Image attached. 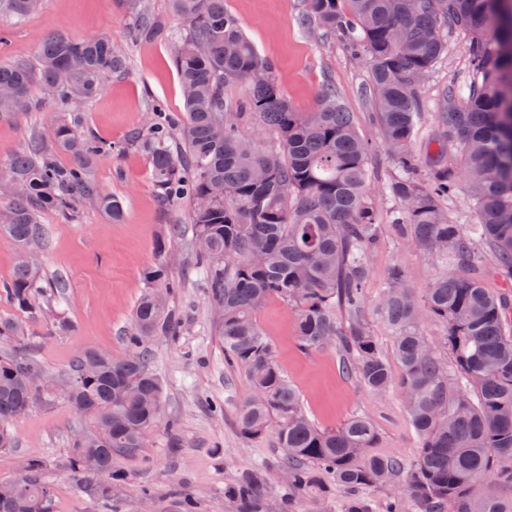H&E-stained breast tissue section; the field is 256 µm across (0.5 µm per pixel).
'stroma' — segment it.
Returning a JSON list of instances; mask_svg holds the SVG:
<instances>
[{"mask_svg": "<svg viewBox=\"0 0 512 512\" xmlns=\"http://www.w3.org/2000/svg\"><path fill=\"white\" fill-rule=\"evenodd\" d=\"M261 57L269 59L288 102L300 112L311 111L326 86H334L351 112L360 134L372 146L371 200L381 227V242L368 258L364 315L379 348L394 356V332L379 312L382 290L393 268H401L416 300L439 268L432 257L397 237L393 224L402 207L382 183L395 177L398 166L381 143L374 109L362 89L370 79L368 61L340 35L301 27L303 0H224ZM133 14L120 0H43L38 12L16 20L0 14V65L35 64L39 38L57 30L80 40L108 36L127 58L125 74L108 80L104 90L86 102L79 115L85 134L110 142V154L100 157L90 173L103 191L119 199L123 216L76 207L65 215L43 210L46 229L39 248L40 284L52 312H23L0 295V317L18 321L27 354L57 384H65L77 356L88 348L123 357L129 351L126 333L133 310L148 289L146 272L164 263L177 283L169 298L179 314L177 336H157L150 343L152 367L163 385L160 419L145 448L137 455L112 461L123 480L115 488L121 512H143L144 493H151L156 512H176L178 493H187L196 512H236L224 489L243 472L261 471L267 512H283L288 496L283 451L275 430L246 440L237 430V416L249 396L244 370L224 360L215 326L214 306L196 272L199 265L192 240L191 204L161 200L152 183L147 151L131 145L154 105L167 115H184V100L170 48L160 39L132 40ZM448 49L419 87L421 137L437 126L435 103L446 89L469 81L470 36L449 33ZM66 115L62 103L35 90L30 108L0 121V164L24 150L31 137L51 140L50 113ZM166 253H158V242ZM64 280L63 291L53 284ZM67 329H58L56 318ZM297 312L271 298L256 314L270 341L283 375L299 391L301 406L321 428L333 429L353 416L371 420L379 433L377 454L403 459L418 453V438L399 391L376 396L354 377L343 373L333 348L300 350L295 340ZM89 416L75 413L63 395L31 407L10 425L14 447L0 449V481L19 477L31 457L45 463L43 477L54 491V512H95L82 496L80 476L68 467L77 432L89 429Z\"/></svg>", "mask_w": 512, "mask_h": 512, "instance_id": "1", "label": "stroma"}]
</instances>
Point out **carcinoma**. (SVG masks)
<instances>
[{"label": "carcinoma", "mask_w": 512, "mask_h": 512, "mask_svg": "<svg viewBox=\"0 0 512 512\" xmlns=\"http://www.w3.org/2000/svg\"><path fill=\"white\" fill-rule=\"evenodd\" d=\"M135 13V38L171 46L184 99L178 122L159 106L137 135L149 151L153 186L164 200L191 201L194 239L204 286L214 307L224 356L243 369L251 393L237 417L240 435L262 437L277 420L290 493L285 512L308 498L325 504L336 481L343 495L336 512H372L366 490L390 485L384 512H512V498L494 489L512 486V300L489 288L481 267L490 260L512 275V0H305V29L337 33L360 46L371 78L370 99L384 146L402 170L386 185L403 204L394 225L400 237L435 255L445 270L426 289L424 303L444 334L424 353L417 302L404 274L393 268L381 314L395 331L399 372L379 349L362 304L367 258L379 239L371 203V147L336 90H324L310 112H298L281 94L271 63L262 58L224 9V0H170L187 28L173 29L123 0ZM32 0H0V13L23 19ZM472 34L475 75L436 103L437 131L415 152L421 103L417 89L448 49L441 28ZM38 65L0 66V120L25 108L36 87L57 96L75 120L52 123L53 138L30 141L5 164L12 190L0 223L18 247L11 280L0 294L19 310L40 306L38 266L21 254L44 240V209L75 205L118 218L119 200L90 178L91 165L112 146L79 130L75 102L85 104L105 81L127 68L126 57L104 35L82 40L62 32L41 38ZM244 83L248 94L233 106L224 87ZM271 128L279 146L265 150L240 135L239 123ZM177 137L180 151L166 141ZM69 162L64 164L61 157ZM424 161L428 181L413 177ZM466 189L473 224L448 218L444 198ZM152 285L136 304L130 352L116 360L93 350L73 365L67 387L72 408L89 413L92 429L72 442L69 467L87 476L81 492L97 512H116L112 457L137 454L143 433L159 418L162 384L150 366L146 336H175L179 318L167 305L175 283L167 267L148 272ZM277 297L297 309L296 339L311 351L334 347L342 368L375 394L397 385L419 439L406 461L375 454L374 424L353 416L323 429L301 408L255 314ZM42 369L22 356L0 358V448H10L9 424L37 400L30 383ZM477 401H472L471 395ZM43 462L0 483V512H53ZM236 512H266L259 471L225 490Z\"/></svg>", "instance_id": "carcinoma-1"}]
</instances>
